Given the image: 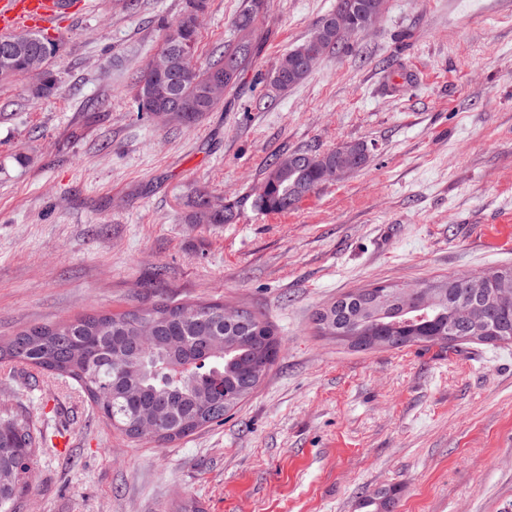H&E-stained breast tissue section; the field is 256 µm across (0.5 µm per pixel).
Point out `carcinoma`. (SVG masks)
<instances>
[{"label":"carcinoma","instance_id":"1","mask_svg":"<svg viewBox=\"0 0 512 512\" xmlns=\"http://www.w3.org/2000/svg\"><path fill=\"white\" fill-rule=\"evenodd\" d=\"M346 0H336L335 10L322 17L310 34L281 56L271 72L270 82L281 91L302 82L325 52L340 40L333 19ZM265 0H243L234 22L235 38L206 65L197 63L200 32L182 28L176 20L164 26L162 51L167 71L145 67L137 85L154 89L145 99L136 91L138 114L155 111L167 114L175 102L186 106L163 121L171 127H190L215 110L219 101L209 96L212 83L229 89L237 84L259 56L263 33L257 22ZM57 46L48 37L25 31L0 38V61L11 59V69L0 71L7 82L32 71H42L33 96L52 94L57 77L48 60ZM303 163L288 168L273 163L266 177L268 192L254 207L263 213L282 214L296 207L302 198L330 182L336 168V151L322 154L312 163L311 153L298 150ZM234 205L220 195H200L187 216L189 224H224L231 221ZM378 302L370 304L351 293L345 313L324 315L328 307L315 312L317 332L358 347L356 340L375 337L385 347L447 346L448 328L454 309L468 310L469 328L458 340L488 342L494 336L512 342V288L499 290L500 298L473 300L464 276L425 280L413 288L419 298L431 296L434 303L423 309L402 313L395 304L404 296V285H377ZM149 324L156 336L150 351L141 353L128 345ZM280 351L275 327L251 311H242L241 322L224 325V303H161L149 309L134 308L118 314H96L70 321L31 327L0 344V359L36 367L52 376L71 378L84 389L98 413L114 427L130 434L129 426L143 408L165 407V428L171 434L156 439L165 443L186 437L199 428L219 423L224 413L245 400L259 385ZM199 362L198 372L178 380L170 379L164 367L184 361ZM34 439L30 423L13 411L0 407V466L14 471V482L0 487V512H13L19 492L34 468Z\"/></svg>","mask_w":512,"mask_h":512}]
</instances>
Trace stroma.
I'll use <instances>...</instances> for the list:
<instances>
[{"label": "stroma", "instance_id": "35a3bbf8", "mask_svg": "<svg viewBox=\"0 0 512 512\" xmlns=\"http://www.w3.org/2000/svg\"><path fill=\"white\" fill-rule=\"evenodd\" d=\"M242 0H208L199 62ZM336 0H267L259 57L191 128L135 110L185 0H87L50 35L54 95L0 83V340L157 303L265 316L279 356L221 423L132 439L73 380L0 363V404L33 420L14 512H512V343L359 350L315 311L376 282L512 266V0H384L378 25L288 90L269 75ZM400 65L414 88L394 92ZM367 143V165L284 215L252 202L297 150ZM232 221L190 224L198 194Z\"/></svg>", "mask_w": 512, "mask_h": 512}]
</instances>
